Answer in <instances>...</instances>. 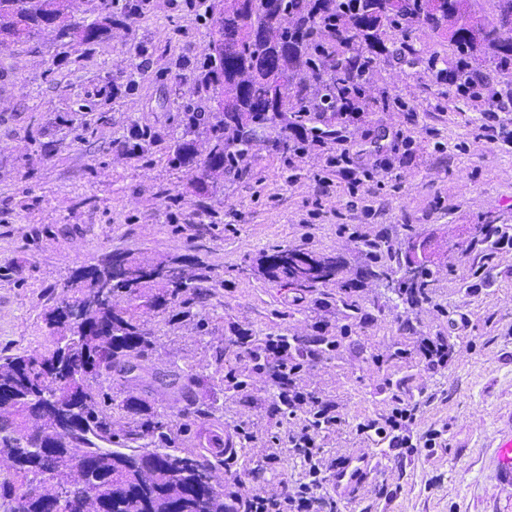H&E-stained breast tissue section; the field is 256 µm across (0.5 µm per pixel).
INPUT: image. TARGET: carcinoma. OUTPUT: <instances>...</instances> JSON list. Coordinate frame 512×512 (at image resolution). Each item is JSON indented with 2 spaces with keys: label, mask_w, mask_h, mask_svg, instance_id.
<instances>
[{
  "label": "carcinoma",
  "mask_w": 512,
  "mask_h": 512,
  "mask_svg": "<svg viewBox=\"0 0 512 512\" xmlns=\"http://www.w3.org/2000/svg\"><path fill=\"white\" fill-rule=\"evenodd\" d=\"M493 2L491 19L475 25L467 19L469 0H403L396 13L386 10L384 0H244L240 11L224 14L219 29L214 25L219 4H206L201 18L212 39L224 43V56L208 55L202 64L218 113L188 110L169 161L199 168V193H211L248 155L257 131H273L275 144L286 147L291 113L346 112L360 106L382 56L423 63L468 98L476 57L483 54L497 68L512 69V43L497 37L499 28L512 26V0ZM68 5L69 0H0V45L32 39L53 24L61 39L97 41L103 25L96 19L68 22ZM275 13L290 24L273 27ZM418 29L448 36L453 57L424 53L413 36ZM270 58L290 76L289 95L273 112L265 108L263 63ZM199 134L211 142L204 158L195 149ZM282 253L275 250L260 259L268 276L289 285L320 281L281 264ZM93 281L112 282V302L79 306ZM213 281L208 267L189 279L180 274L172 281L121 280L114 277L108 257L78 269L67 285L71 296L49 313L56 335L52 351L0 356V392L21 403L19 409L0 406V460L12 469L10 477L0 480V499L13 502L12 512H49L50 500L59 493L67 495L66 512H233L224 493L210 491L203 482V475L224 465L221 433L196 453L176 450L177 435L190 431V420L209 415L192 399L205 375L182 368L164 374L149 370L151 340L140 314L145 307L191 318L193 308L210 295ZM397 282L398 295L415 303L426 297L430 272L403 274ZM74 374L86 376L75 401L67 392ZM148 377L175 394L179 407L174 418L183 420L179 426L163 421L138 394ZM116 378L127 388L121 399L112 395ZM114 410L132 417L122 435L112 429ZM36 441L49 452L32 451ZM147 454L152 457L148 466Z\"/></svg>",
  "instance_id": "cac0c4a2"
}]
</instances>
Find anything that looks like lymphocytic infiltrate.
I'll list each match as a JSON object with an SVG mask.
<instances>
[{
  "label": "lymphocytic infiltrate",
  "instance_id": "obj_1",
  "mask_svg": "<svg viewBox=\"0 0 512 512\" xmlns=\"http://www.w3.org/2000/svg\"><path fill=\"white\" fill-rule=\"evenodd\" d=\"M357 118L354 112L316 113L317 124L336 126L333 139L325 145V172L314 178L316 193L329 194L340 179L356 185L361 179L370 178V150H356L351 146V127ZM335 345L331 336H318L310 341L296 336H268L247 347L253 371L266 375L272 383L276 411L294 422L284 437L287 447L309 470L306 482L275 497L262 492L244 497L237 491H229L227 498L235 504L237 512H309L312 502L326 495L335 466L321 463L317 440L340 425L343 418L335 405L315 398L302 388L300 381L304 366L319 360ZM427 401L421 391L409 396L393 393L390 409L378 417L358 422L356 433L371 444L386 440L393 447L412 453L423 446L432 447L433 439H420L414 431L417 414Z\"/></svg>",
  "mask_w": 512,
  "mask_h": 512
}]
</instances>
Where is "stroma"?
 Returning <instances> with one entry per match:
<instances>
[{
  "mask_svg": "<svg viewBox=\"0 0 512 512\" xmlns=\"http://www.w3.org/2000/svg\"><path fill=\"white\" fill-rule=\"evenodd\" d=\"M208 42L192 0H146L141 13L89 45L47 29L0 47V352L51 348L48 314L80 266L111 254L189 272L206 266L216 279L198 308L207 332L197 319L150 310L141 320L154 370L177 366L206 376L195 396L214 414L196 420L179 451L203 448L218 427L242 426L254 436L238 442L230 470L214 472L218 487L234 475L242 493L271 495L306 478L288 449L267 461L272 438L284 436L288 422L270 408L266 377L232 341L244 334L311 338L347 324L340 348L303 375L304 387L345 419L322 435L324 459L367 452L355 426L385 411L391 379L426 392L416 430L442 435L432 452L408 460L386 452L364 480L359 504L339 512H512L493 465L494 437L512 420V248L481 267L448 257L449 225L512 224V143L477 142L484 119L473 102L450 95L431 72L384 59L352 142L400 134L409 145L384 147L366 184L372 214L349 210L340 186L310 219L325 152L312 147L290 157L260 138L246 171L225 180L203 213L199 170L170 166L168 157L186 106L210 109L199 83ZM402 100L410 111L399 108ZM135 124L154 134L141 153L124 144ZM359 236L388 240L376 262L392 267L423 242L429 299L403 303L384 281L365 277ZM275 249L334 258L336 275L314 288L284 285L258 266ZM348 302L362 320L348 321ZM459 317L469 327L452 338L447 369L431 373L414 356H395L416 337L447 333L449 319ZM219 347L226 350L220 367L213 359ZM230 371L247 378L245 390H230Z\"/></svg>",
  "mask_w": 512,
  "mask_h": 512,
  "instance_id": "1",
  "label": "stroma"
}]
</instances>
